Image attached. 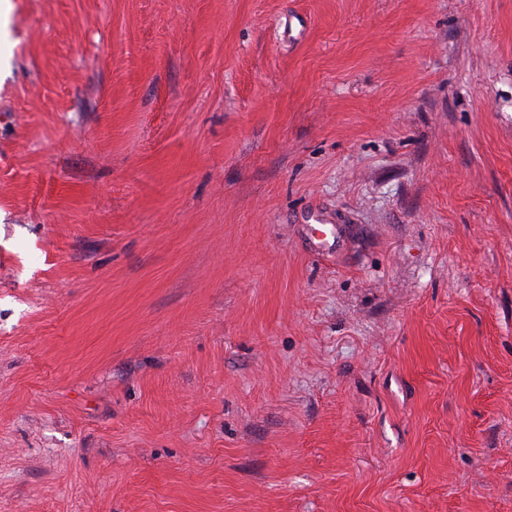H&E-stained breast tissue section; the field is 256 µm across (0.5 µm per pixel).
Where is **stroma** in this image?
Here are the masks:
<instances>
[{
    "mask_svg": "<svg viewBox=\"0 0 512 512\" xmlns=\"http://www.w3.org/2000/svg\"><path fill=\"white\" fill-rule=\"evenodd\" d=\"M0 512H512V0H8Z\"/></svg>",
    "mask_w": 512,
    "mask_h": 512,
    "instance_id": "1",
    "label": "stroma"
}]
</instances>
